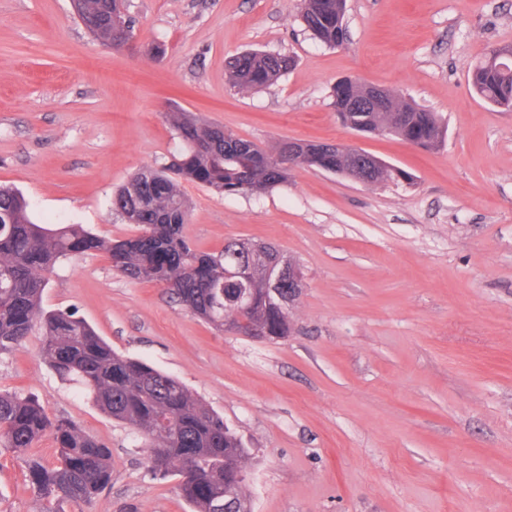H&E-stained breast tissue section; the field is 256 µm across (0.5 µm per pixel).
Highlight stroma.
<instances>
[{"label":"stroma","mask_w":512,"mask_h":512,"mask_svg":"<svg viewBox=\"0 0 512 512\" xmlns=\"http://www.w3.org/2000/svg\"><path fill=\"white\" fill-rule=\"evenodd\" d=\"M126 9L134 38L113 51L70 0H0V185L38 223L133 235L112 193L179 150L177 110L264 149L349 144L414 181L374 187L295 167L258 194L183 184L184 232L199 250L251 239L298 263L286 338L217 331L102 253L60 259L44 307L84 318L223 416L252 450L251 512H512V112L469 81L512 44V0H346L337 47L306 29L302 0ZM247 50L294 64L242 91L227 64ZM344 77L435 112L442 142L423 149L342 125L330 94ZM0 389L34 394L111 448V486L62 512H189L176 478L150 470L142 438L48 366L40 330L0 354ZM42 508L25 457L0 448V512Z\"/></svg>","instance_id":"stroma-1"}]
</instances>
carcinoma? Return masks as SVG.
I'll use <instances>...</instances> for the list:
<instances>
[{"label": "carcinoma", "instance_id": "cac0c4a2", "mask_svg": "<svg viewBox=\"0 0 512 512\" xmlns=\"http://www.w3.org/2000/svg\"><path fill=\"white\" fill-rule=\"evenodd\" d=\"M123 0H81L83 25L92 35L113 39L110 14ZM345 0H304L302 19L323 43L336 46L347 39ZM471 72L478 96L512 112V60L498 54ZM292 58L263 52H242L228 62L233 85L242 90L262 88L282 76ZM369 86L345 79L331 91L332 107L351 129L392 136L423 149L436 147L444 135L438 116L385 90L381 109L367 105ZM172 125L183 151L159 168H144L123 184L112 207L138 233L119 240L99 237L80 224L54 229L37 223L29 201L17 190L0 185V354L22 346L34 325L43 335L42 355L59 376L79 382L98 409L136 430L148 449L159 452L149 460L163 478H178L180 495L191 512H224V490L241 502L251 455L213 409L179 380L128 358L97 335L72 312L46 310L42 295L47 275L57 261L88 252L106 254L112 267L133 281L161 284L187 309L219 330L234 317L260 327L267 336L288 335V311L269 292L267 265L281 251L263 244L267 260L253 266V304L246 309L224 307V275L247 259L249 240L230 242L218 253L199 251L184 235L190 201L180 184L192 182L216 193L253 194L288 180L292 165L323 169L350 164L349 156L326 142L284 141L270 150L238 138L218 124L189 112H175ZM371 185L412 183L401 168H377ZM52 433L55 461L27 460V476L42 499L44 512H58L60 502H89L112 484V451L68 419H52L32 397L0 392V447L25 453L46 433Z\"/></svg>", "mask_w": 512, "mask_h": 512}]
</instances>
